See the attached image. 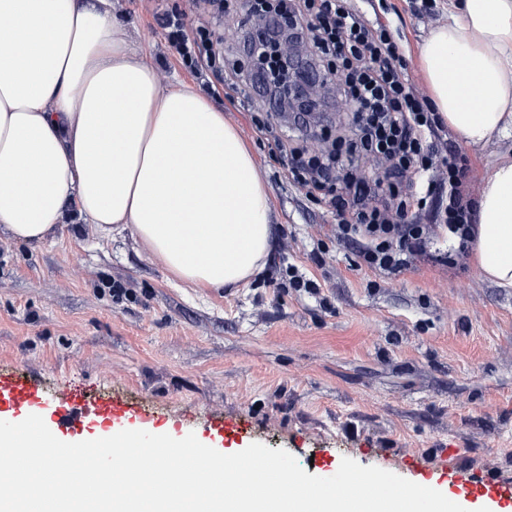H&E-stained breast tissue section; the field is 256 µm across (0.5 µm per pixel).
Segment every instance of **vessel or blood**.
Returning <instances> with one entry per match:
<instances>
[{"instance_id": "obj_1", "label": "vessel or blood", "mask_w": 512, "mask_h": 512, "mask_svg": "<svg viewBox=\"0 0 512 512\" xmlns=\"http://www.w3.org/2000/svg\"><path fill=\"white\" fill-rule=\"evenodd\" d=\"M43 417L55 436L80 441L91 428H101L104 436L125 429L157 433L159 426L141 408L112 392H95L66 387L46 391L40 379L23 373L0 372V421L19 422L28 415ZM458 490L476 493L508 505L512 503V483H501L475 475L455 477Z\"/></svg>"}]
</instances>
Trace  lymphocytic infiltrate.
Instances as JSON below:
<instances>
[{
	"label": "lymphocytic infiltrate",
	"mask_w": 512,
	"mask_h": 512,
	"mask_svg": "<svg viewBox=\"0 0 512 512\" xmlns=\"http://www.w3.org/2000/svg\"><path fill=\"white\" fill-rule=\"evenodd\" d=\"M289 33L274 31L263 45L247 41L245 53L254 72L278 87L298 77L283 51L286 38L306 43L309 60L326 83L336 84L353 114L355 133L332 149L309 153L293 137L276 140L291 162V174L309 198L337 212L336 240L350 248L360 264L381 274L400 271L410 258L426 254L440 232L458 241L467 254L473 237L474 203L468 192V158L441 156L436 144L442 123L429 99L406 78L402 46L390 25L371 18L358 0H283ZM169 39L188 65L200 67L203 50L222 49L206 25L189 28L182 13L166 17ZM385 173L374 180L359 176L366 160ZM417 166L425 178L421 190L403 185L400 170ZM447 193L438 224H420L418 210L428 198Z\"/></svg>",
	"instance_id": "obj_1"
}]
</instances>
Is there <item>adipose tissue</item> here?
Segmentation results:
<instances>
[{"label": "adipose tissue", "mask_w": 512, "mask_h": 512, "mask_svg": "<svg viewBox=\"0 0 512 512\" xmlns=\"http://www.w3.org/2000/svg\"><path fill=\"white\" fill-rule=\"evenodd\" d=\"M112 0H0V233L41 244L75 221L131 230L171 278L239 287L271 248L269 188L236 124L163 86ZM439 117L465 144L512 135V0H448L419 47ZM472 261L512 287V154L477 202Z\"/></svg>", "instance_id": "adipose-tissue-1"}]
</instances>
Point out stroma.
Wrapping results in <instances>:
<instances>
[{"label": "stroma", "mask_w": 512, "mask_h": 512, "mask_svg": "<svg viewBox=\"0 0 512 512\" xmlns=\"http://www.w3.org/2000/svg\"><path fill=\"white\" fill-rule=\"evenodd\" d=\"M384 2L403 36L406 74L422 87L418 48L447 20L445 0L431 10L421 0ZM113 6L166 85L221 81L181 60L164 14L208 22L218 39L254 28L242 5L227 19L199 0ZM214 103L241 129L270 189L262 272L245 288L200 290L172 281L128 230L104 236L86 226L38 246L0 234V369L50 390H111L176 422L223 418L314 476L348 457L414 482L429 470L447 495L446 467L512 482V287L483 280L468 259L448 266L451 237L394 275L357 267L328 208L271 157L254 113ZM440 137L468 155L479 188L502 144L474 148L445 127ZM292 268L319 293L287 287Z\"/></svg>", "instance_id": "1"}]
</instances>
